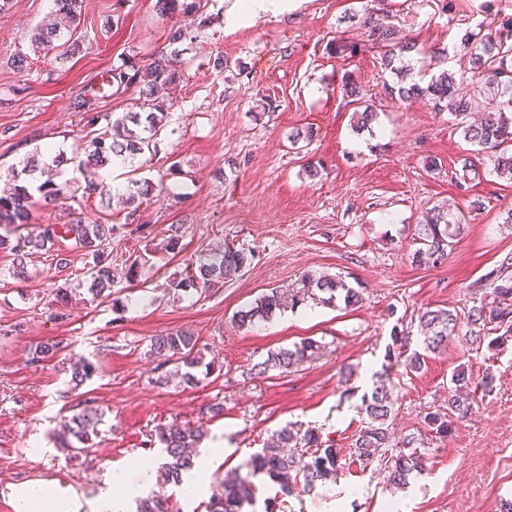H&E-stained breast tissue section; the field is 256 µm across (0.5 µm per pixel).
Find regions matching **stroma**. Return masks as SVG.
Returning <instances> with one entry per match:
<instances>
[{
  "label": "stroma",
  "instance_id": "35a3bbf8",
  "mask_svg": "<svg viewBox=\"0 0 512 512\" xmlns=\"http://www.w3.org/2000/svg\"><path fill=\"white\" fill-rule=\"evenodd\" d=\"M232 2L209 0L202 14L171 20L155 13L154 0H83L76 51L65 59L30 42L52 0H11L0 13V129L9 131L0 136L1 190L35 152L63 157L66 178L84 185L77 163L92 130L143 109L138 88L103 84V76L123 61L144 65L169 51L172 24L208 20L199 41L185 46L155 151L123 173L124 183L145 180L158 189L135 218L148 235L112 238L119 261L112 297L124 312L88 302L85 258L74 240L62 243L76 293L63 319L55 316L45 256L28 259L23 277L0 251V512H15V492L30 482L92 500L113 462L159 459L158 427L195 422L219 402L224 414L208 429L224 442L223 461L195 495L178 485L165 489L180 512H206L213 489L224 477L247 474L251 455L286 424L315 429L348 457L361 397L384 368L394 384L392 431L419 439L422 473L408 485H389L378 458L301 497L279 495L260 476L253 480L256 512H500L501 501L512 499V342L473 349L462 325L416 373L387 367L385 354L395 329L416 322L420 309L460 308L481 297V277L512 253V227L504 222L512 180L498 176L492 158L475 153L452 116L430 100H392L384 89L392 76L358 20L367 0H297L294 9L230 30L224 11ZM485 2L455 0L445 12L438 0H387L388 24L424 49L413 59L415 80L429 65L428 50L447 48L448 66L457 68L466 33L491 24L496 13L512 14V0ZM338 36L355 46L353 57L327 54ZM219 53L228 61L221 71L210 61ZM18 54L27 57L20 71L11 65ZM346 75L375 106L371 130L352 127L356 106L342 88ZM83 92L84 109H74ZM270 98L278 109L263 112ZM307 129L312 138L293 148L292 135ZM468 158L480 176L466 182ZM433 159L439 170L429 169ZM439 203L462 211L466 225L444 263L420 266L412 261L415 227ZM75 212L86 224H121L127 209L119 194L63 199L51 209L37 200L28 227L65 224ZM176 232L180 257L166 249ZM223 242L253 254L239 277L203 294L168 288L184 256ZM130 263L141 271L134 282L126 278ZM308 273L342 276L361 303L347 309L308 298L237 327L236 311L273 289L300 291ZM181 329L197 336L203 354L194 386L150 352L154 337ZM60 338L69 344L66 356L32 362L36 344ZM307 340L317 348L292 372L257 374L268 353ZM83 357L97 371L74 391L67 370ZM460 365L477 378L492 375L493 389L477 392L470 414L442 437L424 417L447 406L450 374ZM88 405L101 415L97 445L90 455L67 456L51 433Z\"/></svg>",
  "mask_w": 512,
  "mask_h": 512
}]
</instances>
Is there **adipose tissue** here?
Wrapping results in <instances>:
<instances>
[{"label": "adipose tissue", "mask_w": 512, "mask_h": 512, "mask_svg": "<svg viewBox=\"0 0 512 512\" xmlns=\"http://www.w3.org/2000/svg\"><path fill=\"white\" fill-rule=\"evenodd\" d=\"M153 465L142 466L133 462H118L107 472L95 499L82 503L77 494H70L64 502H57L48 495L40 483L27 484L25 490L15 498V512H81L89 507L90 512H135L137 501L153 485ZM122 487L124 495L115 496L113 487Z\"/></svg>", "instance_id": "adipose-tissue-1"}]
</instances>
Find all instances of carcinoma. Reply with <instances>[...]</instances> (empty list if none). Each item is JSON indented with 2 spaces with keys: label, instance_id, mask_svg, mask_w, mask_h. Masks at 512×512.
Listing matches in <instances>:
<instances>
[{
  "label": "carcinoma",
  "instance_id": "carcinoma-1",
  "mask_svg": "<svg viewBox=\"0 0 512 512\" xmlns=\"http://www.w3.org/2000/svg\"><path fill=\"white\" fill-rule=\"evenodd\" d=\"M202 0H156V7L163 16L177 11H199ZM54 12L59 22L50 27H39L32 36V44L45 54L51 52L68 57L72 49L67 46L70 28L81 22V0H53ZM363 25L369 29L382 48L380 57L383 69L390 71L396 85L390 94L399 101L419 97L432 100L437 111H447L455 117L456 129L464 140L478 147L480 152L494 154V169L512 179V116L501 111L500 98L512 106V15L501 19L498 28L487 33H477L467 62L453 71L444 68L447 62L445 49L429 51L433 67L428 83L424 86L414 82L405 84L409 69L396 65L410 53L421 49L415 42L397 39L394 27L380 21L371 13L363 17ZM182 61L173 49L154 58L146 65H126L114 75L117 83L126 87H137L149 102L147 112H128L112 121L110 128L94 137L89 144L86 165L106 166L120 160H131L152 147V136L161 126L169 109L165 100L154 97L155 91L179 81ZM346 96L358 105L355 111L354 129L357 132L371 128L376 113L372 105L361 97L360 88L351 80L343 83ZM61 161L41 163L29 156L22 171L29 175L37 172L40 178L31 182L14 175V185L9 192L0 194V250L13 256V268L24 273L27 259L42 252L49 253L51 247L67 237H72L90 257L87 274L91 282L88 292L92 300H104L112 294V235L114 224H84L80 220L68 224H43L39 231L26 235L20 233L29 214L34 195H39L46 204H52L64 196L70 188L69 182H58ZM463 230L461 219L451 217L448 204H436L426 211L417 224L418 248L413 261L419 264L436 265L448 258L457 237ZM250 254L240 248L224 244L212 247L195 262L185 266L186 274L173 278L170 286L178 291H206L236 279L250 264ZM69 259L63 254L55 255L49 269L62 282L68 281ZM305 287L322 294L321 302L334 304L343 300L347 306L361 301L358 290L349 286L337 275H309ZM481 287L487 289V298L476 301L458 310L454 307L427 308L418 315L420 331L424 335L423 351L411 348L412 334L405 332L393 336L392 347L386 357L402 365L407 372H418L426 365L429 355H437L448 345V338L465 320L470 328L472 342L487 341V348L498 349L512 341V257L507 255L493 270L484 275ZM73 289L66 285L55 288L54 305L56 316L63 319L71 302ZM284 296L271 291L260 295L254 303L235 313L233 319L240 327L270 318L283 309ZM198 338L186 330H176L154 339L152 353L167 364H177V371L187 384L197 382L192 370L201 364V357L194 353ZM68 347L62 339H51L39 343L32 352L31 360L42 361L56 356ZM317 348L315 342L304 341L292 349H280L268 354L257 364L258 373L269 370L282 373L302 362ZM95 372V365L86 359L74 362L70 367L69 384L77 389ZM450 397L448 411H429L424 420L440 435L452 432L456 421L467 417L471 410L475 390L472 373L463 366L453 370L449 380ZM393 402L384 380L373 384L371 393L362 396V425L353 435L351 453L356 461L368 465L387 448L396 449L388 458L387 481L405 485L409 477L422 470V457L414 450L415 438L405 436L396 439L389 429ZM99 421L97 410L88 407L73 415L64 424L61 448L75 455L88 453L92 449L91 434ZM203 425L188 423L171 424L157 433V439L166 453V461L159 468L162 484L177 485L181 475L193 465L190 449L199 447L205 438ZM250 474H264L284 496L300 492L312 493L317 485L336 480L340 473V450L321 440L312 431L301 433L284 426L276 432L265 448L255 452L249 462ZM253 484L248 478L224 481L213 493L207 512H242L243 506L253 504ZM138 512H179L168 503V498L157 493L143 501Z\"/></svg>",
  "mask_w": 512,
  "mask_h": 512
}]
</instances>
